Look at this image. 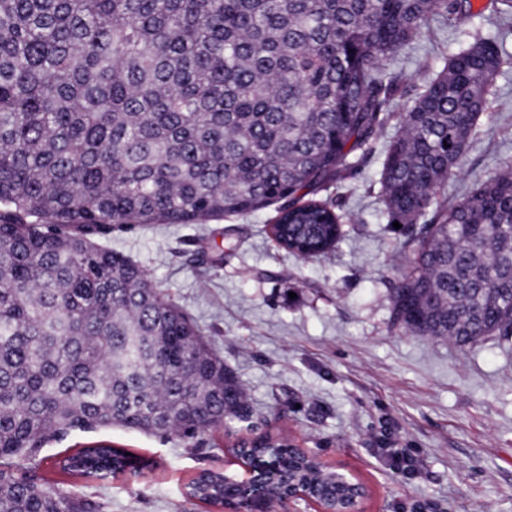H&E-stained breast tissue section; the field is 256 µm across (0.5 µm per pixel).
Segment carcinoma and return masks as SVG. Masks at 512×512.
Wrapping results in <instances>:
<instances>
[{"label": "carcinoma", "instance_id": "obj_1", "mask_svg": "<svg viewBox=\"0 0 512 512\" xmlns=\"http://www.w3.org/2000/svg\"><path fill=\"white\" fill-rule=\"evenodd\" d=\"M472 0H0V512H106L40 473L43 448L121 427L195 439L246 413L243 390L180 307L96 238L112 224H200L276 206L297 256L333 251L346 215L314 198L388 126V223L434 219L396 265L393 325L460 348L512 337V164L453 204L497 74L496 38L450 55L399 117L386 69L432 16ZM283 475L314 474L254 447ZM154 463L98 442L62 473L140 475ZM224 474L187 501L224 505Z\"/></svg>", "mask_w": 512, "mask_h": 512}]
</instances>
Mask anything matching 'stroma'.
<instances>
[{
  "instance_id": "obj_1",
  "label": "stroma",
  "mask_w": 512,
  "mask_h": 512,
  "mask_svg": "<svg viewBox=\"0 0 512 512\" xmlns=\"http://www.w3.org/2000/svg\"><path fill=\"white\" fill-rule=\"evenodd\" d=\"M488 2L473 0L477 16L452 25L428 20L392 63L409 76L393 111L405 110L420 73H436L477 37L498 35L512 54V20H487ZM495 88L464 167L448 181L449 200L512 163V66ZM383 158L375 151L319 192L348 216L324 256L279 248L268 234L271 207L200 224L117 228L102 238L176 300L239 381L251 414L200 441L118 427L75 431L44 449L42 474L56 477L65 449L109 440L158 467L80 484L107 512H224L188 504L185 484L203 469L245 474L227 445L251 429H286L301 449L366 485L364 512H512V340L492 336L460 349L392 325L394 266L411 228L386 222ZM389 439L418 451V477L390 470L379 453Z\"/></svg>"
}]
</instances>
